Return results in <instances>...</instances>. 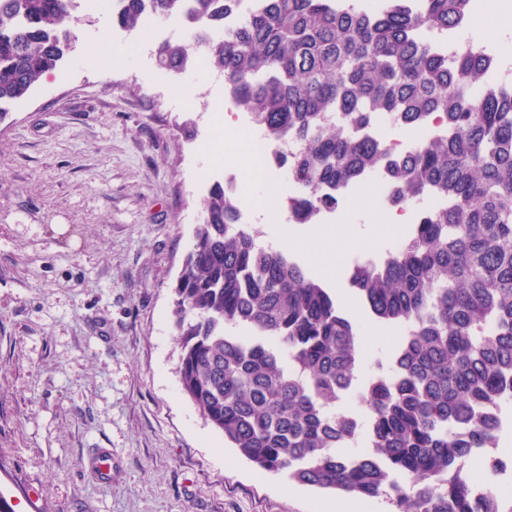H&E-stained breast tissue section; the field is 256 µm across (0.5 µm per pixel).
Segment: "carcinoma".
Wrapping results in <instances>:
<instances>
[{
  "label": "carcinoma",
  "mask_w": 512,
  "mask_h": 512,
  "mask_svg": "<svg viewBox=\"0 0 512 512\" xmlns=\"http://www.w3.org/2000/svg\"><path fill=\"white\" fill-rule=\"evenodd\" d=\"M73 0H0V122L70 49ZM472 0H116L112 23L147 15L184 22L205 67L274 140L296 185L288 219L314 224L336 190L375 176L418 212L405 247L353 267L350 287L377 320L410 335L360 375L356 320L282 250L263 249L240 223L236 196L217 182L202 201L193 245L174 286L180 382L201 416L261 468L303 485L384 497L393 512H476L464 460L498 450L512 405V83L494 58L461 49L453 60L428 36L448 34ZM179 72L182 43L155 50ZM439 116L448 132L389 154L378 121L401 130ZM367 407L354 423L341 406ZM365 449L349 452L358 437ZM497 453L482 512H501Z\"/></svg>",
  "instance_id": "cac0c4a2"
}]
</instances>
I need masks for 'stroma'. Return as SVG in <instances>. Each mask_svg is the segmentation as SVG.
Returning <instances> with one entry per match:
<instances>
[{
  "label": "stroma",
  "mask_w": 512,
  "mask_h": 512,
  "mask_svg": "<svg viewBox=\"0 0 512 512\" xmlns=\"http://www.w3.org/2000/svg\"><path fill=\"white\" fill-rule=\"evenodd\" d=\"M69 29L63 65L0 125V492L14 512H388L288 482L225 443L181 389L172 287L202 200L228 175L252 229L289 236L336 296L354 258L391 250L402 225L380 231L369 186L338 221L260 223L250 115L222 78L156 66L159 42L190 33L150 18L127 32L106 7L78 8ZM104 39L122 54L108 67L94 57ZM346 310L370 374L399 337L358 299ZM100 448L112 451L107 486L89 465Z\"/></svg>",
  "instance_id": "obj_1"
}]
</instances>
